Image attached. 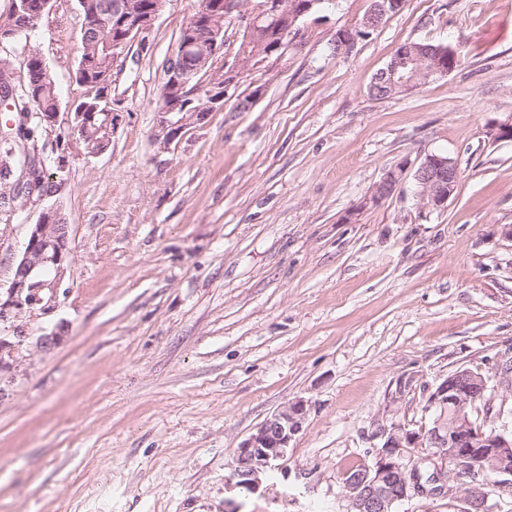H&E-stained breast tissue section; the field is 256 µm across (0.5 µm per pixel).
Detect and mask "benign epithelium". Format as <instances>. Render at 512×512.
I'll return each mask as SVG.
<instances>
[{"mask_svg": "<svg viewBox=\"0 0 512 512\" xmlns=\"http://www.w3.org/2000/svg\"><path fill=\"white\" fill-rule=\"evenodd\" d=\"M166 2L155 0L153 5L139 10L115 0L110 69L122 65L133 46L142 51L150 47L155 21ZM320 3L321 0H213L205 5L191 20L185 42L168 59L162 84L166 104L159 108L161 120L156 139L165 146L172 144L189 118L203 120L207 113L224 105L230 86L260 71L271 57H282L288 50V34L297 31L299 22ZM12 4V17L0 24V36L4 38L15 36L23 22L37 20L50 2L47 0L37 11L30 8L28 0H12ZM402 7L401 0H382L360 26L375 28L386 14ZM233 13L245 23L248 33L267 16L283 22L285 30L279 34L278 54L246 39L233 62L225 61L226 38L221 36L223 28L217 26V21ZM421 50L408 43L398 46L374 79L373 90L388 85L407 93L457 68V54H448L445 66L428 67ZM201 60L209 65L207 78L199 79L188 93L185 76L197 70ZM100 101L104 103L102 141L110 143L120 126L121 112L108 93H103ZM410 169L422 207H444L459 182L460 170L450 157L436 152L426 154L414 165L404 160L387 170L369 201L376 204L388 197ZM60 218L57 209L47 207L36 223L28 225L27 241L16 260L13 277L5 293H0V325L15 335L13 341L0 336V378L11 371L17 360L22 330L16 321L20 315L28 312L45 316L56 308L72 256L69 225L58 222ZM490 390L512 391L511 351L494 356L490 375L457 366L427 388L419 406L430 417V426L416 429L396 416L379 424L374 437L380 439V444L371 452V463L354 474L349 470L344 474L348 512H393L396 503L412 493L458 499L464 504L461 512H490L493 492L512 484V430L505 425L484 430L494 410L487 397ZM475 412L484 415L483 424L473 421ZM306 416V401L297 399L267 417L236 448L227 486L241 493L259 489L262 476L286 456ZM450 464L454 466L455 479L460 481L457 486L448 482Z\"/></svg>", "mask_w": 512, "mask_h": 512, "instance_id": "benign-epithelium-1", "label": "benign epithelium"}]
</instances>
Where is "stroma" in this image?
<instances>
[{"mask_svg": "<svg viewBox=\"0 0 512 512\" xmlns=\"http://www.w3.org/2000/svg\"><path fill=\"white\" fill-rule=\"evenodd\" d=\"M199 3L168 0L115 73L122 121L96 157L70 122L89 93L77 0L0 46L17 87L39 50L59 97L34 137L48 194L0 212V284L44 207L74 256L0 381V512H347L343 474L370 462L378 423L420 425L422 385L512 347V140L494 136L512 120V0H406L337 55L372 0H335L166 146L163 66ZM406 41L460 63L372 96ZM429 152L461 172L444 208L423 210L409 174L369 203L386 170ZM297 399L280 468L228 489L239 443Z\"/></svg>", "mask_w": 512, "mask_h": 512, "instance_id": "1", "label": "stroma"}]
</instances>
